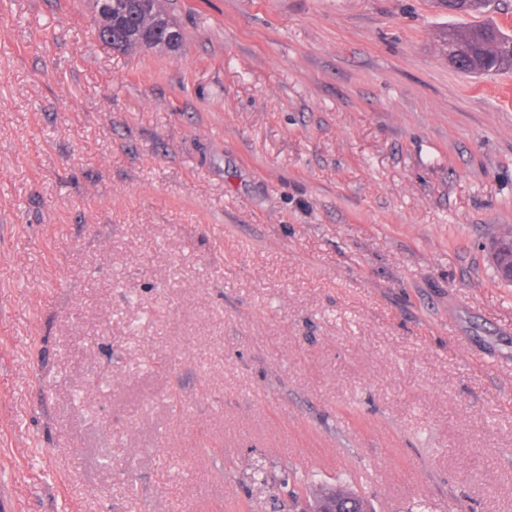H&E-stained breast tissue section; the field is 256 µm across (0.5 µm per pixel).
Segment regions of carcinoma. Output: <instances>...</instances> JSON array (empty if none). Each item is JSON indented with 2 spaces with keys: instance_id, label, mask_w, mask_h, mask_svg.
<instances>
[{
  "instance_id": "1",
  "label": "carcinoma",
  "mask_w": 512,
  "mask_h": 512,
  "mask_svg": "<svg viewBox=\"0 0 512 512\" xmlns=\"http://www.w3.org/2000/svg\"><path fill=\"white\" fill-rule=\"evenodd\" d=\"M134 0H112V20L106 25L112 29V48L117 51L142 49L144 45L134 38L138 31H151L159 24L174 25L160 3L151 10L131 13ZM487 0H446L448 10L457 13L477 12ZM454 46L450 56L457 70L465 74H486L512 70V35L492 25H472L448 30L443 50ZM355 492L343 486H324L315 495L317 499H348Z\"/></svg>"
}]
</instances>
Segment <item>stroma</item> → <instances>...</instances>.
I'll return each instance as SVG.
<instances>
[{
  "label": "stroma",
  "mask_w": 512,
  "mask_h": 512,
  "mask_svg": "<svg viewBox=\"0 0 512 512\" xmlns=\"http://www.w3.org/2000/svg\"><path fill=\"white\" fill-rule=\"evenodd\" d=\"M0 0V487L11 512H512V0ZM139 1L142 10L146 12L134 13L132 16L128 6L133 4L134 0H92L96 25H100L99 21L105 17H112V21L110 18L107 19L108 22H105L104 27L109 26L112 29V48L117 51L155 48L144 47L133 35L139 30L150 32L160 22L176 27L161 9L159 0L154 4L153 10L149 9L154 0ZM448 42L454 46L450 56L456 70L465 74H486L512 70V35L492 25H472L449 29L443 50ZM352 496H358L355 492L343 486H324L315 495L314 499H322L321 501H313L308 505V512H366L365 507H361L360 503L353 499ZM335 498V499H324ZM348 499V500H342ZM340 500V501H336Z\"/></svg>",
  "instance_id": "stroma-1"
}]
</instances>
